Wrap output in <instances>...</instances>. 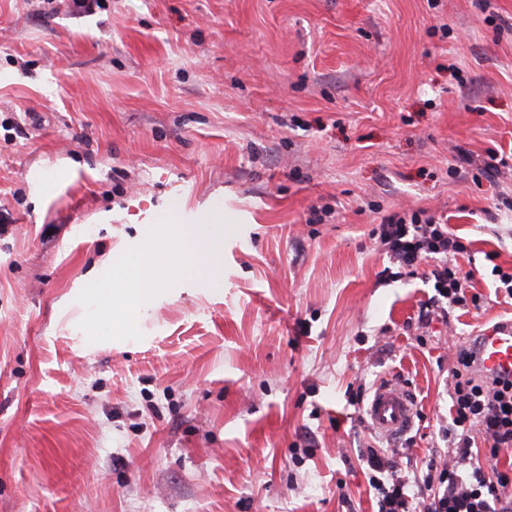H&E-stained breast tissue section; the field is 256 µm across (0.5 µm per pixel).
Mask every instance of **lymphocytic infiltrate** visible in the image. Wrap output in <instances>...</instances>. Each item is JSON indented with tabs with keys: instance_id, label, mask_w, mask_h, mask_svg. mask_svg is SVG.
<instances>
[{
	"instance_id": "lymphocytic-infiltrate-1",
	"label": "lymphocytic infiltrate",
	"mask_w": 512,
	"mask_h": 512,
	"mask_svg": "<svg viewBox=\"0 0 512 512\" xmlns=\"http://www.w3.org/2000/svg\"><path fill=\"white\" fill-rule=\"evenodd\" d=\"M372 235L401 269L412 271L423 260L436 259L431 275L438 296L451 307L467 305L466 276L456 263L467 247L448 225L423 209L395 212L384 216ZM473 357L472 348L457 350L449 381L450 415L458 429L454 457L429 461L417 495H410L411 480L398 469L392 452L369 450V485L377 495L378 512H512V496L505 494L512 476L496 466L501 450L512 447V378L475 376ZM480 440L487 451L476 450Z\"/></svg>"
}]
</instances>
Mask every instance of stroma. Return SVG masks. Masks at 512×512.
Returning <instances> with one entry per match:
<instances>
[{"instance_id":"35a3bbf8","label":"stroma","mask_w":512,"mask_h":512,"mask_svg":"<svg viewBox=\"0 0 512 512\" xmlns=\"http://www.w3.org/2000/svg\"><path fill=\"white\" fill-rule=\"evenodd\" d=\"M79 3L0 0V512H378L358 386L408 388L425 475L456 349L512 320V0ZM419 209L479 306L383 277L370 230ZM215 211L221 289L73 337L106 256Z\"/></svg>"}]
</instances>
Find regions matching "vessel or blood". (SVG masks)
Masks as SVG:
<instances>
[{"label": "vessel or blood", "mask_w": 512, "mask_h": 512, "mask_svg": "<svg viewBox=\"0 0 512 512\" xmlns=\"http://www.w3.org/2000/svg\"><path fill=\"white\" fill-rule=\"evenodd\" d=\"M476 368L480 375H512V322L501 323L476 339ZM415 404L407 390L379 383L370 397L366 414L372 430L395 439L413 426Z\"/></svg>", "instance_id": "obj_1"}]
</instances>
